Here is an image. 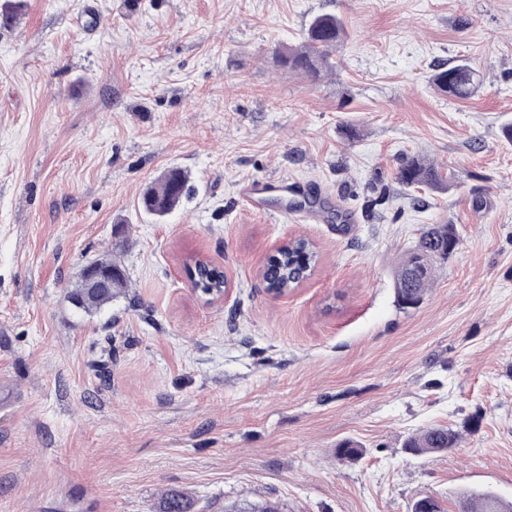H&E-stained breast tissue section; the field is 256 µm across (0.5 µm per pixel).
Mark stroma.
Instances as JSON below:
<instances>
[{
	"label": "stroma",
	"mask_w": 512,
	"mask_h": 512,
	"mask_svg": "<svg viewBox=\"0 0 512 512\" xmlns=\"http://www.w3.org/2000/svg\"><path fill=\"white\" fill-rule=\"evenodd\" d=\"M325 13L335 73L276 67ZM452 61L483 75L474 96L433 86ZM507 122L512 0H26L0 26V512L512 500ZM414 156L451 189L401 184ZM172 167L190 193L158 220L139 196ZM246 180L270 183L261 208ZM426 224L461 245L405 312L392 275ZM297 235L318 266L270 294L262 264ZM107 254L129 286L90 316L69 285ZM200 257L222 300L193 288ZM433 425L457 448L404 450Z\"/></svg>",
	"instance_id": "obj_1"
}]
</instances>
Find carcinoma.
I'll return each mask as SVG.
<instances>
[{
  "mask_svg": "<svg viewBox=\"0 0 512 512\" xmlns=\"http://www.w3.org/2000/svg\"><path fill=\"white\" fill-rule=\"evenodd\" d=\"M24 0H4L0 4V22L10 24L22 16ZM343 21L334 14L314 17L299 45L284 44L274 55L277 66L303 75L311 83L322 80L324 75L336 67L333 50L343 40ZM435 87L453 99H466L477 90L481 83L478 71L466 63L443 68L434 74ZM399 181L407 187H425L430 190H445L447 185L438 168L422 158L405 162L399 172ZM188 177L179 169L165 172L158 183L147 186L139 198V207L152 215L162 218L183 202L188 195ZM461 245L460 237L453 224H431L422 230L414 248L402 255L393 272V288L397 306L401 310L418 307L424 300L435 276L437 264L449 256L440 258L435 252L442 246ZM319 260L313 244L303 236L295 237L278 253L269 256L264 264V278L270 288H294L298 282L311 274ZM194 288L203 294L216 296L224 287V271L204 263L196 268ZM126 277H121L113 289L86 290L75 281L70 295L80 300L79 308L91 314L112 303V299L124 292ZM460 434L447 427L422 429L406 439L404 448L413 455H443L457 447ZM363 454L358 442L344 440L336 446V458L351 462ZM160 512H193V503L181 494L171 492L163 500ZM457 512H512V502L489 493L468 494L459 497Z\"/></svg>",
  "mask_w": 512,
  "mask_h": 512,
  "instance_id": "obj_1",
  "label": "carcinoma"
}]
</instances>
